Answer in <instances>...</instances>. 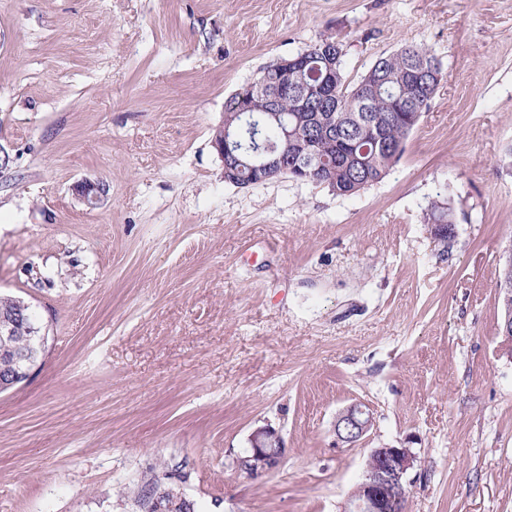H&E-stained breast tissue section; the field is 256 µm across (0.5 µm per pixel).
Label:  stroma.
I'll use <instances>...</instances> for the list:
<instances>
[{
	"instance_id": "1",
	"label": "stroma",
	"mask_w": 512,
	"mask_h": 512,
	"mask_svg": "<svg viewBox=\"0 0 512 512\" xmlns=\"http://www.w3.org/2000/svg\"><path fill=\"white\" fill-rule=\"evenodd\" d=\"M327 35L351 86L441 62L401 158L349 197L225 182V100ZM0 146V294L46 336L0 393V512H140L165 478L191 512H342L405 442L406 512H512V0H0ZM356 402L374 425L337 445ZM266 425L285 455L253 479ZM424 226L427 232L436 239L438 232L444 231L443 240L440 241L448 245V241L455 236L453 228L455 227L453 212L448 204L441 200H434L428 206L424 216ZM454 226L453 228H451ZM495 288L497 290L498 302L501 307V321L499 325L500 333L504 342L512 343V316H508L505 320L506 314L512 312V253L510 252L505 259L499 264ZM504 327V329H503ZM250 443L251 455L238 460V467L248 476L259 478L280 464L285 448L283 438L275 428L266 426L256 429Z\"/></svg>"
}]
</instances>
